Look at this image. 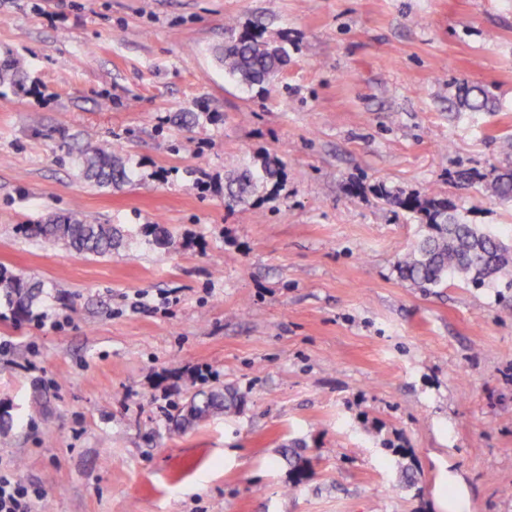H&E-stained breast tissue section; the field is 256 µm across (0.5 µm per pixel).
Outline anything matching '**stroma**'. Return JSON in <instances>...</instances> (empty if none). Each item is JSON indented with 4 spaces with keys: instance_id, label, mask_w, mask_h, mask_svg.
I'll return each mask as SVG.
<instances>
[{
    "instance_id": "35a3bbf8",
    "label": "stroma",
    "mask_w": 512,
    "mask_h": 512,
    "mask_svg": "<svg viewBox=\"0 0 512 512\" xmlns=\"http://www.w3.org/2000/svg\"><path fill=\"white\" fill-rule=\"evenodd\" d=\"M257 18L288 50L265 93L216 57ZM5 53L26 78L0 85V267L43 292L0 303V461L41 512H512V290L402 280L420 221L376 193L512 241L487 181L512 168V0H0ZM467 85L490 109L459 108ZM88 140L132 181H85L66 150ZM265 158L279 180L225 208ZM72 210L121 247L19 230ZM220 386L235 413L177 426Z\"/></svg>"
}]
</instances>
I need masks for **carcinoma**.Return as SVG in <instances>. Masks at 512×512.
Returning <instances> with one entry per match:
<instances>
[{
	"label": "carcinoma",
	"instance_id": "carcinoma-1",
	"mask_svg": "<svg viewBox=\"0 0 512 512\" xmlns=\"http://www.w3.org/2000/svg\"><path fill=\"white\" fill-rule=\"evenodd\" d=\"M224 70L240 83L268 90L288 62L286 49L263 37V24L257 20L251 29L231 35L219 56ZM24 80L20 59L5 57L0 62V84L19 85ZM485 90H468L464 106L472 111L487 107ZM74 162L83 177L99 187L118 186L130 181V171L119 157V148L87 144L78 149ZM279 168L266 159L245 167L238 177L225 184L224 203L228 209L244 205L260 187L277 179ZM491 191L500 199L512 197V170L493 175ZM386 201L421 215L424 233L398 261L400 277L417 288H438L450 280L481 287L498 281L512 288V244L469 224L457 216L448 199L436 194L402 197L379 189ZM25 236L45 247L59 243L78 255L105 256L112 253L122 236L112 224H89L75 212L55 216L38 224L23 225ZM42 285L19 275L0 272V298L21 317L28 315L39 300ZM237 393L228 388H213L194 393L182 417L205 420L218 411L231 412L238 406Z\"/></svg>",
	"mask_w": 512,
	"mask_h": 512
}]
</instances>
